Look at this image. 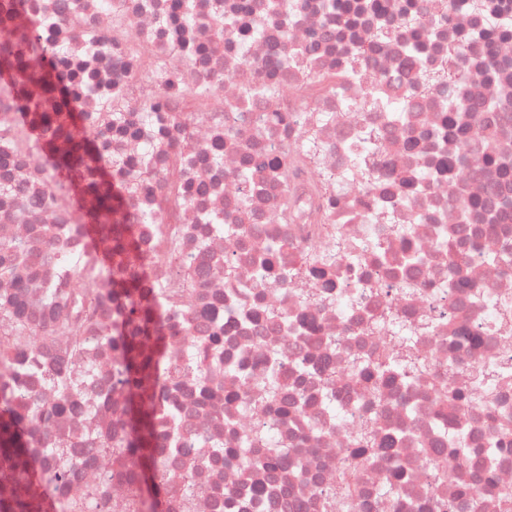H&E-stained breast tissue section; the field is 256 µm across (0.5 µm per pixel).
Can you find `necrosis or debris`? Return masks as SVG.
<instances>
[{
	"mask_svg": "<svg viewBox=\"0 0 512 512\" xmlns=\"http://www.w3.org/2000/svg\"><path fill=\"white\" fill-rule=\"evenodd\" d=\"M0 0V32L30 28L46 46L65 42L61 70L75 83L81 118L71 136L31 130L30 116L0 93V239L26 244L27 287L0 281L18 300L27 331L0 322V388L24 390L41 409L30 455L40 474L66 469L60 498L80 512H140L129 475L126 407L115 376L135 329L107 286L103 259L125 234L145 267L142 293L161 314L163 365L152 386L159 415L176 412L182 447L199 459L186 500L170 443L154 452L168 512H460L459 485L475 486L472 512H512V221L468 209L448 218V193L462 200L498 187L512 197V168L457 165L473 135L512 149V35L478 36L480 18L423 0L420 26L377 23L411 0ZM232 25L217 32L215 18ZM418 45L437 68L464 46L458 96L496 102L491 112L455 111L438 92L408 94L393 83ZM130 104L120 125L102 99ZM317 132L318 162L308 158ZM91 139L106 174L82 187L76 141ZM122 156L123 168L111 167ZM150 169L131 206L100 223L103 195ZM335 170L334 185L322 169ZM402 233H393V225ZM66 228L55 249L47 226ZM348 244L337 256L336 241ZM465 261H457L456 253ZM301 267L315 294L300 298L265 257ZM234 272L225 275L224 262ZM387 312L428 321L417 340L425 373L368 381L347 370L350 355L376 360L389 347ZM81 324L72 353L61 335ZM336 371L335 414L322 403V363ZM288 382L267 379L272 363ZM495 367L476 382L466 374ZM459 370L449 379V369ZM462 390L454 415L441 396ZM288 414L278 417L274 408ZM275 429L294 463L269 480L261 438ZM60 436L74 445L50 453ZM394 438L390 452L362 461L363 442ZM439 446L440 466L425 449ZM358 475L360 494L344 491Z\"/></svg>",
	"mask_w": 512,
	"mask_h": 512,
	"instance_id": "obj_1",
	"label": "necrosis or debris"
}]
</instances>
